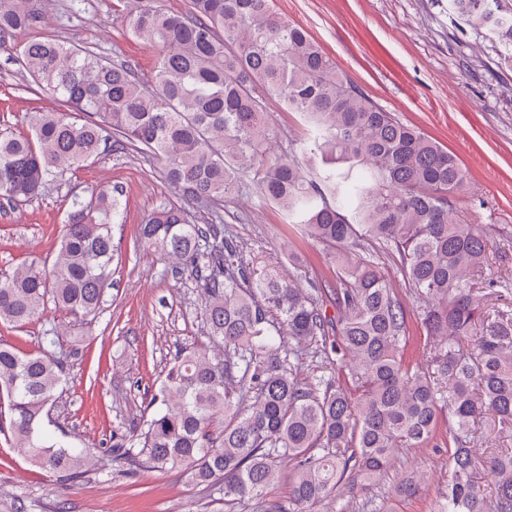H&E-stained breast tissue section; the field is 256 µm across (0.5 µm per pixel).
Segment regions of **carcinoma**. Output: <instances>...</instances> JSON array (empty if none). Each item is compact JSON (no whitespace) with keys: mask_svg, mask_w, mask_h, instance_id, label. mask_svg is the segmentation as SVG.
Returning <instances> with one entry per match:
<instances>
[{"mask_svg":"<svg viewBox=\"0 0 512 512\" xmlns=\"http://www.w3.org/2000/svg\"><path fill=\"white\" fill-rule=\"evenodd\" d=\"M450 2L512 53V9L501 0ZM41 21L37 0H0V53L16 56L40 92L83 119L36 112L29 135L0 132V199L33 200L110 142L158 160L186 203L207 208L202 224L180 206L139 227V242L200 288L208 342L174 358L138 430H112L114 457L133 472L180 467L192 483L217 488L225 512L254 502L258 512H310L353 475L380 479L394 449L428 446L444 421L448 491L436 512H512V452L479 447L472 430L486 416L485 441L512 431V283H485L499 300L485 321L473 277L488 244L454 202L466 181L457 158L374 101L273 0H188L182 12L130 0L127 33L158 50L146 81L64 41L21 39ZM272 98L314 136L284 149ZM250 173L260 197L312 240L361 250L330 294L336 321L322 314L321 289L224 238V198ZM119 214V198L105 188L74 196L51 265L0 275V323L21 328L49 304L75 326L92 323L112 285ZM376 244L423 302L418 317L434 348L421 365L404 358L407 313L385 270L362 255ZM59 345L53 327L36 353L0 343V435L69 481L94 456L46 430L64 383ZM310 350L338 355L354 392L321 375L301 382L296 361ZM286 459L294 467L285 506L266 490ZM481 469L493 489L476 480Z\"/></svg>","mask_w":512,"mask_h":512,"instance_id":"obj_1","label":"carcinoma"}]
</instances>
